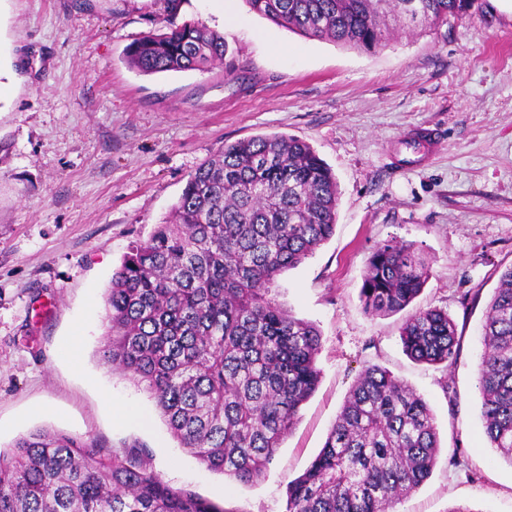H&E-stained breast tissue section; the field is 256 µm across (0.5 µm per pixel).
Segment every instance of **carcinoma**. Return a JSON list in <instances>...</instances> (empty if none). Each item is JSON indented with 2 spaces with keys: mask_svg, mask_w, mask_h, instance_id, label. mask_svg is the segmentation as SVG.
<instances>
[{
  "mask_svg": "<svg viewBox=\"0 0 512 512\" xmlns=\"http://www.w3.org/2000/svg\"><path fill=\"white\" fill-rule=\"evenodd\" d=\"M309 38L371 50L389 22L432 28L473 0H246ZM224 35L189 22L148 32L128 49L138 72L204 70ZM338 186L306 143L264 135L224 144L191 173L171 209L132 243L105 298L100 350L155 400L170 432L201 464L243 484L261 478L318 386L320 332L284 309L271 287L324 244L336 226ZM430 270L410 244L386 240L366 262L369 316L406 309ZM400 339L413 360L448 369L460 337L448 311L419 309ZM477 388L485 435L512 462V266L487 303ZM439 437L427 402L366 365L320 452L288 487L285 512H390L435 466ZM150 451L109 455L95 443L36 429L0 450V512H227L174 489L146 463Z\"/></svg>",
  "mask_w": 512,
  "mask_h": 512,
  "instance_id": "obj_1",
  "label": "carcinoma"
}]
</instances>
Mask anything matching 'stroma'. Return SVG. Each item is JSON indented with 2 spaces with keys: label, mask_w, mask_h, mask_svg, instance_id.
Instances as JSON below:
<instances>
[{
  "label": "stroma",
  "mask_w": 512,
  "mask_h": 512,
  "mask_svg": "<svg viewBox=\"0 0 512 512\" xmlns=\"http://www.w3.org/2000/svg\"><path fill=\"white\" fill-rule=\"evenodd\" d=\"M197 19L223 32L222 63L152 75L127 65L145 33ZM419 128L435 131L436 148L409 146ZM274 134L308 143L339 198L332 238L273 290L319 329L320 381L264 476L244 485L180 448L154 401L99 351L129 245L224 144ZM392 238L430 267L412 307L454 320L452 369L404 353L406 312L361 308L366 259ZM509 266L512 0H474L433 31L389 30L370 51L288 31L244 0H0L1 449L36 428L111 452L144 446L172 488L226 512H284L289 481L376 364L423 396L439 431L431 476L394 512H512V463L487 441L477 389L485 307Z\"/></svg>",
  "instance_id": "1"
}]
</instances>
